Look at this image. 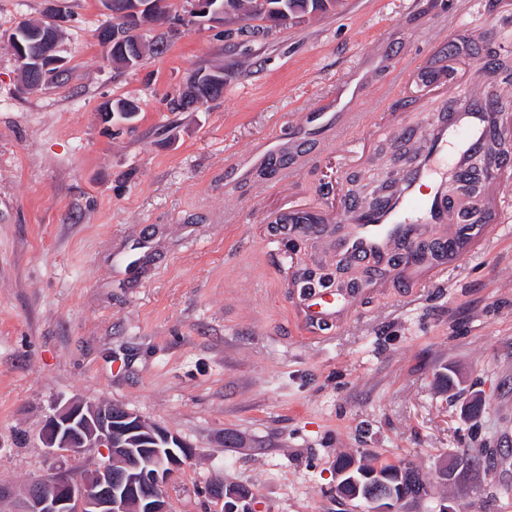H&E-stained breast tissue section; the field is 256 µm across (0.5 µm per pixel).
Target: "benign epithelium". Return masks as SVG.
Returning a JSON list of instances; mask_svg holds the SVG:
<instances>
[{"label": "benign epithelium", "mask_w": 512, "mask_h": 512, "mask_svg": "<svg viewBox=\"0 0 512 512\" xmlns=\"http://www.w3.org/2000/svg\"><path fill=\"white\" fill-rule=\"evenodd\" d=\"M154 7L153 2L131 0V6L120 12V21L140 29L144 14ZM46 14L47 20L35 28L40 43L36 52L26 53L19 41L27 28L7 35L23 91L28 82L43 74L64 75L68 71L55 39L62 31L64 16L51 6ZM188 16L194 24L224 25V12L210 11V0H190ZM40 440L52 456H94L97 462L81 473L60 465L18 493L0 486V499L18 496L19 512H170L167 488L178 470L195 455V449L176 434L107 402L73 400L56 408L46 420ZM445 478L447 474L441 470L432 478L420 477L413 499L430 503L428 512H454L448 501L433 491ZM221 485L218 500L223 502V512H251L249 497L239 493L232 483L223 481ZM347 501L358 503L359 512H405L403 503L407 498L373 496L356 490Z\"/></svg>", "instance_id": "1"}]
</instances>
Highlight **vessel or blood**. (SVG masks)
Returning <instances> with one entry per match:
<instances>
[{"mask_svg":"<svg viewBox=\"0 0 512 512\" xmlns=\"http://www.w3.org/2000/svg\"><path fill=\"white\" fill-rule=\"evenodd\" d=\"M497 126L489 111L452 112L437 120L421 156L406 160L401 189L385 195L370 210L343 203L349 230L336 242L338 257L362 262L392 260L395 247L406 244L420 224H444L449 218L448 182L470 177L473 159L483 156ZM355 290L336 288L328 294L307 291L301 301L309 324L336 317L337 304L353 299Z\"/></svg>","mask_w":512,"mask_h":512,"instance_id":"vessel-or-blood-1","label":"vessel or blood"}]
</instances>
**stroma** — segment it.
I'll use <instances>...</instances> for the list:
<instances>
[{
  "mask_svg": "<svg viewBox=\"0 0 512 512\" xmlns=\"http://www.w3.org/2000/svg\"><path fill=\"white\" fill-rule=\"evenodd\" d=\"M69 16L65 81L19 89L0 40V485L55 461L39 431L55 404L103 401L197 450L168 488L171 512H220L205 491L249 490L252 512H355L336 462L464 455L436 487L455 512H512V226H496L512 181L481 185L482 249L460 220L422 226L425 255L397 267L340 264L336 208H361L377 173L402 175L428 119L458 103L512 102V0H338L253 36L240 22L189 27L164 54L116 68L96 39L100 0H56ZM223 95L170 111L199 68ZM131 98L134 119L105 120ZM358 119L299 138L311 112ZM411 129L374 135L381 114ZM277 141L275 165L248 157ZM364 146L345 168V145ZM293 212L314 223L282 226ZM446 262L448 278L430 271ZM361 279L356 302L311 329L302 277ZM460 381L445 388L441 376ZM481 396L468 418L463 405ZM240 444L224 445L225 434Z\"/></svg>",
  "mask_w": 512,
  "mask_h": 512,
  "instance_id": "35a3bbf8",
  "label": "stroma"
}]
</instances>
